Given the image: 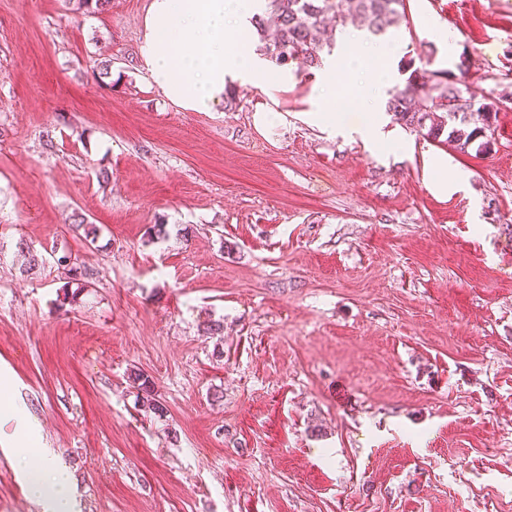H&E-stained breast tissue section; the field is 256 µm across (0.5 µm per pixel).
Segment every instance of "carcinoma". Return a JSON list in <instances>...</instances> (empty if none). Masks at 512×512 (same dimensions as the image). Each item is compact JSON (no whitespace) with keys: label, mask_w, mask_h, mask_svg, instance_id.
<instances>
[{"label":"carcinoma","mask_w":512,"mask_h":512,"mask_svg":"<svg viewBox=\"0 0 512 512\" xmlns=\"http://www.w3.org/2000/svg\"><path fill=\"white\" fill-rule=\"evenodd\" d=\"M263 13L252 18L257 50L279 66L292 62L299 68L322 65L321 29L327 20L337 23L346 13L359 17L368 33L383 37L406 21L404 0H262ZM398 70L403 82L388 91L385 111L398 124L422 138L444 144L467 154L489 150L488 131L498 121V110L490 100H478L469 92L468 68L458 73L428 70L417 66L413 57L400 60ZM56 264L68 269L70 283L76 288L63 289V302L73 303L89 287L92 269L79 266L64 254ZM141 391L142 407L163 417L166 407L155 398L154 383L141 373L131 374Z\"/></svg>","instance_id":"cac0c4a2"}]
</instances>
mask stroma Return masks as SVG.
Wrapping results in <instances>:
<instances>
[{
  "label": "stroma",
  "instance_id": "35a3bbf8",
  "mask_svg": "<svg viewBox=\"0 0 512 512\" xmlns=\"http://www.w3.org/2000/svg\"><path fill=\"white\" fill-rule=\"evenodd\" d=\"M150 2L0 0V512H42L24 447L77 512H512V105L466 154L384 112L406 55L511 93L512 0H406L209 112L149 83ZM56 264L58 266L64 267L65 269L68 268L67 271L71 275L69 277L71 280L68 281L67 284L72 283L76 285V288H70V291L69 288L62 289V304L64 305L66 302H68V304H72L73 302H76L77 297L82 293V291L89 287V284H91V280L94 276V272L88 267L77 266V264L71 260V256L66 254L56 258ZM130 377L134 384H138V389L141 391L142 407L146 412H150L158 417H163L166 413V407L155 398L154 383L149 377L144 376L143 373H131ZM14 459L30 493L42 503L44 512H74L68 477L53 464L51 457L18 448Z\"/></svg>",
  "mask_w": 512,
  "mask_h": 512
}]
</instances>
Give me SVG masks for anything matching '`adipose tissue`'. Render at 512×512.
<instances>
[{
    "mask_svg": "<svg viewBox=\"0 0 512 512\" xmlns=\"http://www.w3.org/2000/svg\"><path fill=\"white\" fill-rule=\"evenodd\" d=\"M251 17L252 0H151L143 49L150 80L188 112L212 109L236 76L265 89L272 68L251 49ZM14 459L44 512H74L68 477L50 457L20 448Z\"/></svg>",
    "mask_w": 512,
    "mask_h": 512,
    "instance_id": "adipose-tissue-1",
    "label": "adipose tissue"
}]
</instances>
